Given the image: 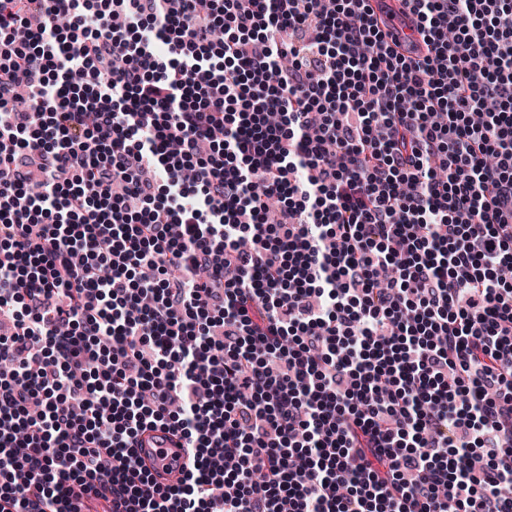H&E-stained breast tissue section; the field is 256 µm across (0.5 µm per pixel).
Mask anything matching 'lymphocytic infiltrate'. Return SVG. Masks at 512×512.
I'll use <instances>...</instances> for the list:
<instances>
[{
	"label": "lymphocytic infiltrate",
	"instance_id": "1",
	"mask_svg": "<svg viewBox=\"0 0 512 512\" xmlns=\"http://www.w3.org/2000/svg\"><path fill=\"white\" fill-rule=\"evenodd\" d=\"M408 2L0 0V512H512V0ZM407 3L405 0H386V2L372 0L370 6L381 20V28L392 46H394L393 40L395 37L402 42L403 37L407 35L415 43L416 51L414 55L422 56L427 53V46L411 23L413 15ZM401 22L407 23L408 26L402 28ZM150 448H142L140 455L143 459L144 465L148 468L151 476L154 478L156 483L162 486L170 485L176 481L179 476L178 470L168 472L163 468L158 459L151 453L148 454Z\"/></svg>",
	"mask_w": 512,
	"mask_h": 512
}]
</instances>
